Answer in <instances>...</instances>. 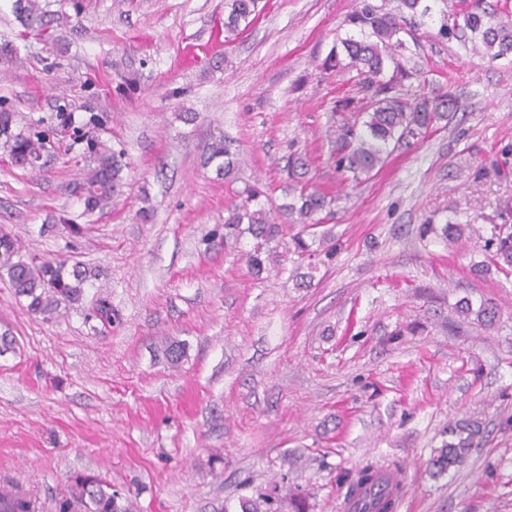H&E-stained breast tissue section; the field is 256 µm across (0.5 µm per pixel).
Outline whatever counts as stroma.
<instances>
[{
    "mask_svg": "<svg viewBox=\"0 0 512 512\" xmlns=\"http://www.w3.org/2000/svg\"><path fill=\"white\" fill-rule=\"evenodd\" d=\"M25 32L0 0V106L51 148L37 170L0 152V228L23 256L88 268L79 302L44 317L0 280V487L59 512L76 476L106 479L132 512H241L272 483L309 512H340L343 478L398 464L397 512H512V269L474 241L421 237L425 220L512 226V56L489 62L428 20L400 60L408 92H452L448 120L398 149L375 176L337 171L336 104L348 74L322 62L355 0H259L252 26L224 41V0H50ZM241 157L234 183L203 162L216 137ZM130 170L108 205L73 194L96 153ZM333 198L338 241L310 284L283 223L254 275L251 237L224 238L237 191L261 184L291 203L290 153ZM79 224L80 233L67 229ZM494 302L487 330L460 298ZM115 315L106 326L95 305ZM184 343L170 364L167 340ZM482 433L465 464L425 463L450 423Z\"/></svg>",
    "mask_w": 512,
    "mask_h": 512,
    "instance_id": "stroma-1",
    "label": "stroma"
}]
</instances>
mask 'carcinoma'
<instances>
[{"mask_svg": "<svg viewBox=\"0 0 512 512\" xmlns=\"http://www.w3.org/2000/svg\"><path fill=\"white\" fill-rule=\"evenodd\" d=\"M422 0H400L407 15H396L375 5L371 0H361V6L348 14L344 25L348 34L339 39L340 48H335L325 59L323 66L336 71H354L357 79L352 86L355 96L348 100L357 115L339 130L341 148L336 156V167L350 172L353 179L370 175L384 167L396 147L410 137L422 135L439 121L448 118L455 111L456 99L450 92L430 97L424 93L408 95L400 92L399 86L415 73L405 69L398 62L397 53L405 47L401 34L406 32V16L427 15L431 7L421 6ZM258 0H224V41L239 36L255 20ZM14 12L21 25L27 30H41L46 24L48 13L39 0H15ZM462 22L448 23V11H440V21L435 37L452 39L462 36L473 42H480L485 55L492 61L512 55V17L506 19L502 11L494 7L476 6L460 13ZM393 64V73L387 80L379 79L387 66ZM16 112L0 107V139L7 148L11 162L23 169L41 167L46 151V136L40 132H16ZM207 162H217L216 171L226 176L235 169V160L230 145L222 139L214 140L208 147ZM127 163L120 152L102 153L95 159L82 181L75 183L85 209L93 211L110 201L117 194L123 182ZM307 162L293 154L288 158V179L298 192L296 201L288 204L289 214L297 215L296 223L303 230L320 224L316 216L330 206L328 194L306 180ZM265 191L257 184L243 191L241 200L227 209L224 217V238L239 237L249 233L256 244L246 253V261L256 274L265 270L262 258L263 246L281 235V227L272 216L271 209L261 201ZM422 233L441 234L450 242L459 240L464 228L460 224L446 223L442 228L434 224L422 225ZM321 246L325 258L336 254V244H325V238L306 240L300 233L293 239V253L302 258L314 253L312 244ZM498 264L512 268V232L508 228L499 230L485 242ZM0 271L8 277L9 287L15 296L27 301V308L34 314L50 315L63 302L73 303L82 299L83 284L87 272L75 265L72 270L56 260H26L19 255V248L13 237L0 229ZM457 310L465 316H474V321L491 329L498 320V308L491 302H483L473 309L470 300L458 301ZM454 439L435 450L428 461L430 471L442 475L465 462L472 450L474 440L480 434L476 422L460 423L448 427ZM384 469L365 465L346 476L350 491H363L368 501L359 512H393L395 502L391 494L374 492L383 480ZM80 504L86 512H130L129 505L122 501L112 486L98 478L78 479ZM241 512H305L302 498L288 491L279 494L274 488L270 493H260L252 499L240 502ZM0 512H33L31 500L13 487L0 489Z\"/></svg>", "mask_w": 512, "mask_h": 512, "instance_id": "cac0c4a2", "label": "carcinoma"}]
</instances>
